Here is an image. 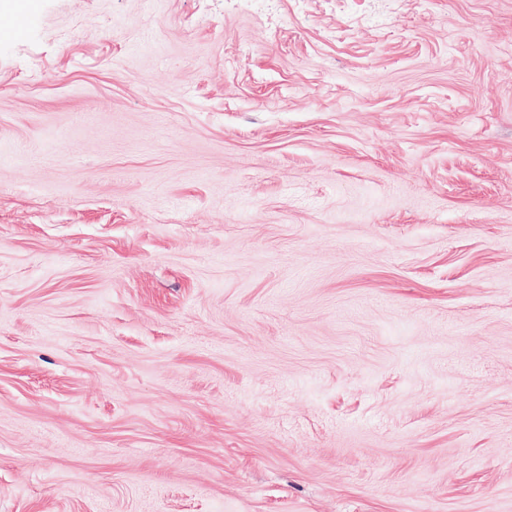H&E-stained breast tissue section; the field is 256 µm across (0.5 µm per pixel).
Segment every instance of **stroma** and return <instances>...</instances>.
Masks as SVG:
<instances>
[{"instance_id": "stroma-1", "label": "stroma", "mask_w": 512, "mask_h": 512, "mask_svg": "<svg viewBox=\"0 0 512 512\" xmlns=\"http://www.w3.org/2000/svg\"><path fill=\"white\" fill-rule=\"evenodd\" d=\"M0 10V512H512V0Z\"/></svg>"}]
</instances>
